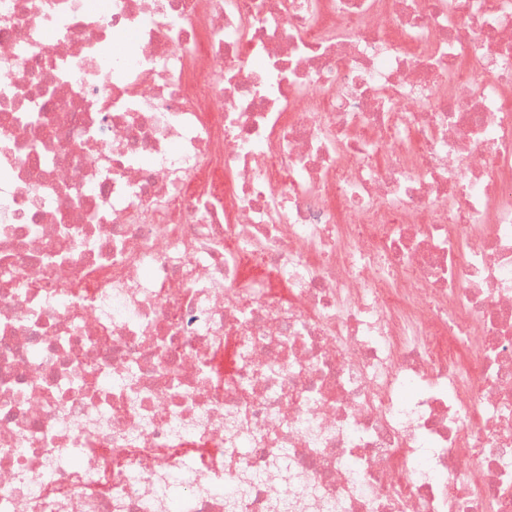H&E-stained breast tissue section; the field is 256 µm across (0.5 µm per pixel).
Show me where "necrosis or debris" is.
<instances>
[{
	"label": "necrosis or debris",
	"instance_id": "4bbe7bcc",
	"mask_svg": "<svg viewBox=\"0 0 512 512\" xmlns=\"http://www.w3.org/2000/svg\"><path fill=\"white\" fill-rule=\"evenodd\" d=\"M177 477L512 512V0H0V512Z\"/></svg>",
	"mask_w": 512,
	"mask_h": 512
}]
</instances>
